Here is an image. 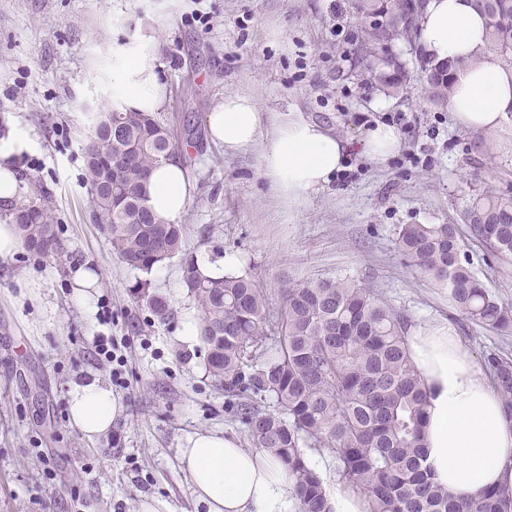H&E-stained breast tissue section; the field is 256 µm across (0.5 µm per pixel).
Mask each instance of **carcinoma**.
<instances>
[{
    "instance_id": "cac0c4a2",
    "label": "carcinoma",
    "mask_w": 512,
    "mask_h": 512,
    "mask_svg": "<svg viewBox=\"0 0 512 512\" xmlns=\"http://www.w3.org/2000/svg\"><path fill=\"white\" fill-rule=\"evenodd\" d=\"M490 47L512 64V0H476ZM369 24L362 55L377 69L383 90L395 93L398 77L379 70L380 37L403 35L397 6L364 0ZM432 66L434 100L451 92L447 71ZM179 141L149 112L114 108L92 119L85 146L89 207L109 236L112 253L149 275L181 256L182 282L200 311L199 339L210 376L230 397H243L237 417L254 448H264L288 470L299 512H332L324 480L305 450L326 448L336 459L338 481L363 496L366 512H512V489L482 491L458 499L434 481L427 467L423 422L428 391L410 360L407 318L370 289L348 279H318L281 289L273 313L266 291L249 275L204 276L186 248L181 224L148 206L147 182L154 167L178 156ZM17 224L29 250L43 256L59 249L50 200L39 190L0 218ZM473 235L498 257L512 259V200L488 189L466 211ZM396 247L438 288L448 289L469 320L512 332V303L492 294L472 269L468 244L456 224H407ZM134 298L160 319L166 298L136 284ZM486 374L512 417V360L491 351ZM272 401L276 410L262 408Z\"/></svg>"
}]
</instances>
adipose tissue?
Listing matches in <instances>:
<instances>
[{"label": "adipose tissue", "instance_id": "adipose-tissue-1", "mask_svg": "<svg viewBox=\"0 0 512 512\" xmlns=\"http://www.w3.org/2000/svg\"><path fill=\"white\" fill-rule=\"evenodd\" d=\"M418 44L434 63L461 64L446 102L455 123L487 135L502 133L512 116V65L490 50L485 19L472 0H428L418 21ZM119 92L127 108L161 110L165 90L150 54L138 55ZM261 128L257 102L248 95L225 96L208 116L210 138L226 153L258 149L262 175L288 204L327 185L344 168L346 142L317 123L289 118L269 133ZM36 147L22 122L11 118L7 135L0 138V204L15 199V163ZM193 188L182 161L163 162L150 175L148 204L168 222H177ZM405 339L429 389L425 439L435 481L459 498L512 487V419L474 354L444 322L408 330ZM118 409L117 397L97 381L70 392L69 420L86 438L108 433ZM180 461L207 512H292L288 473L266 450L202 431L187 439Z\"/></svg>", "mask_w": 512, "mask_h": 512}]
</instances>
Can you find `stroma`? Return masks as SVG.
I'll list each match as a JSON object with an SVG mask.
<instances>
[{"label":"stroma","instance_id":"obj_1","mask_svg":"<svg viewBox=\"0 0 512 512\" xmlns=\"http://www.w3.org/2000/svg\"><path fill=\"white\" fill-rule=\"evenodd\" d=\"M359 0H0V120L19 116L37 142L18 158L19 200L42 185L62 248L0 261V512H138L146 497L171 512H205L180 463L190 435L214 430L247 443L206 370L201 341L179 334L197 314L180 258L150 277L172 313L162 320L130 295L140 272L113 254L90 219L84 147L90 117L119 106L115 88L139 53L156 59L166 102L158 119L179 139L195 189L181 222L186 247L215 261L238 253L243 270L280 304V288L352 279L402 312L410 326L448 322L475 356L512 358V334L475 324L397 250L407 224H459L473 197L512 198V154L485 153L480 134L456 126L431 100L414 56L388 43L405 79L384 93L361 55ZM230 93L255 95L263 122L296 113L349 142L346 168L288 205L270 187L254 150L226 153L188 117L207 116ZM395 126L401 150L377 164L360 146L376 123ZM477 275L512 301V263L471 241ZM98 271L93 311L72 298L71 270ZM38 278L54 310L19 301L17 280ZM124 362L98 357L96 337ZM95 379L121 408L111 431L90 440L68 418L75 383Z\"/></svg>","mask_w":512,"mask_h":512}]
</instances>
